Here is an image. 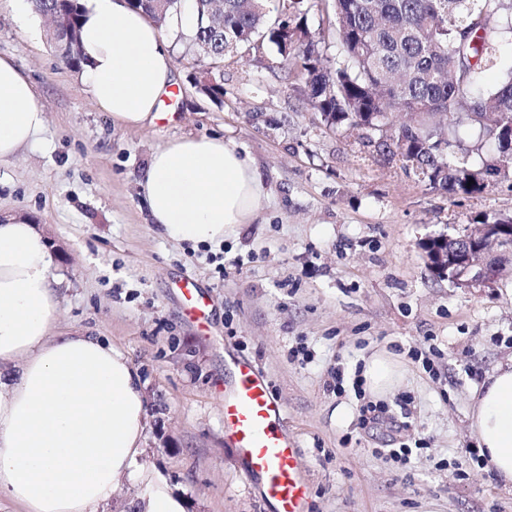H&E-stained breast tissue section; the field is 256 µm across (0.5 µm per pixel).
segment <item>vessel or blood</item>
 Listing matches in <instances>:
<instances>
[{"label":"vessel or blood","instance_id":"obj_1","mask_svg":"<svg viewBox=\"0 0 512 512\" xmlns=\"http://www.w3.org/2000/svg\"><path fill=\"white\" fill-rule=\"evenodd\" d=\"M188 315L204 323L211 301L190 278L176 282ZM235 378L224 387V431L272 512H308L309 490L299 461L298 443L286 423L283 404L267 377L251 361L231 357Z\"/></svg>","mask_w":512,"mask_h":512}]
</instances>
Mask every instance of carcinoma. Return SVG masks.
Segmentation results:
<instances>
[{"instance_id":"1","label":"carcinoma","mask_w":512,"mask_h":512,"mask_svg":"<svg viewBox=\"0 0 512 512\" xmlns=\"http://www.w3.org/2000/svg\"><path fill=\"white\" fill-rule=\"evenodd\" d=\"M41 16L65 13L69 29L50 27L47 38L64 64L83 69L82 0H32ZM304 0H280L271 14L264 0H192V47L206 60L199 93L223 101L224 85L209 79L224 57L266 39L281 62L306 79L308 101L327 125L380 135V145L402 148V167L430 188L474 196L498 183L499 166H512V68L482 88L512 34L504 16L512 0H329L343 62L325 63L307 27ZM185 0H131L129 5L164 24L181 16ZM478 131L464 145L456 127ZM474 183H469V180Z\"/></svg>"}]
</instances>
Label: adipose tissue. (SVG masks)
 Segmentation results:
<instances>
[{"label": "adipose tissue", "mask_w": 512, "mask_h": 512, "mask_svg": "<svg viewBox=\"0 0 512 512\" xmlns=\"http://www.w3.org/2000/svg\"><path fill=\"white\" fill-rule=\"evenodd\" d=\"M86 93L127 127L157 118L172 83L160 32L125 0H88L81 29ZM46 125L28 79L0 58V161ZM154 224L175 242L238 235L266 193L248 157L219 138L181 139L154 152L142 183ZM59 279L44 236L24 218L0 223V499L25 512H98L134 474L147 487L136 512H184L158 474L138 468L147 408L130 360L90 336L51 337ZM469 428L504 487L512 488V357L473 393Z\"/></svg>", "instance_id": "obj_1"}]
</instances>
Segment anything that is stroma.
<instances>
[{"label":"stroma","instance_id":"obj_1","mask_svg":"<svg viewBox=\"0 0 512 512\" xmlns=\"http://www.w3.org/2000/svg\"><path fill=\"white\" fill-rule=\"evenodd\" d=\"M0 0V57L29 79L47 116L19 155L0 161V214L26 216L62 277L54 334L97 336L139 371L148 412L140 466L162 474L185 512H270L224 432L225 350L258 365L285 406L309 479V512H512L491 467L462 464L475 444L471 396L512 356V261L489 284L459 286L428 268L421 239L476 219L512 216V185L472 197L431 189L369 141L331 128L305 81L260 42L228 55L200 94V58L183 27L159 31L172 61L170 115L129 128L86 93L47 41ZM221 137L237 145L266 189L260 213L219 245L176 243L153 223L141 181L154 151ZM212 299L207 330L175 281ZM303 348L309 360H291ZM434 358L433 372L411 350ZM392 353L401 369L385 397L392 422L360 426L365 396L336 395L365 359ZM349 415L336 421L337 408ZM408 444V464L389 449Z\"/></svg>","mask_w":512,"mask_h":512}]
</instances>
